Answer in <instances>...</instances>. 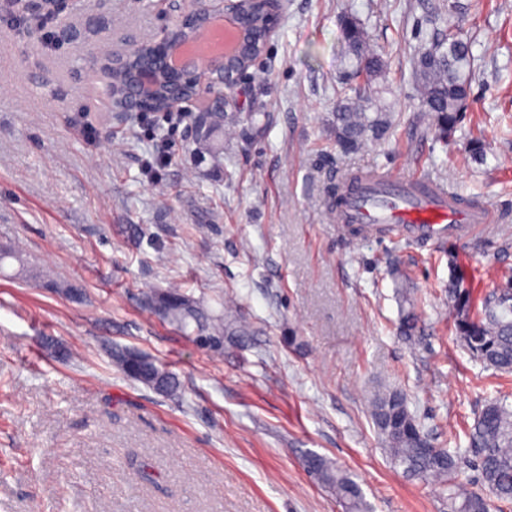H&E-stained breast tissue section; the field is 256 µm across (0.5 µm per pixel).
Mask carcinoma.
Listing matches in <instances>:
<instances>
[{
    "instance_id": "1",
    "label": "carcinoma",
    "mask_w": 512,
    "mask_h": 512,
    "mask_svg": "<svg viewBox=\"0 0 512 512\" xmlns=\"http://www.w3.org/2000/svg\"><path fill=\"white\" fill-rule=\"evenodd\" d=\"M343 35L354 59L350 77L371 80L383 69L366 41L363 26L353 17L343 20ZM473 61L472 44L450 27L438 30L419 49L414 61L422 107L429 112L443 144L452 139L469 95ZM389 128L381 112L370 115L360 100L336 104V144L343 150L359 148L364 141L381 140ZM455 316L456 335L472 357L485 368L512 373V276L498 290L477 298L469 288L448 289ZM146 304L183 330L194 332L216 349L222 346L224 327L214 323L178 288L147 297ZM113 361L125 376L148 380L166 394L178 391L175 374L154 359L132 365L129 354L117 351ZM370 414L387 447L391 464L411 479L432 481L446 499L448 512H490L491 500L512 504V402L505 397L488 402L468 431V447L451 451L430 448V439L408 409L406 395L391 388L374 391ZM471 457L481 488L470 489L459 480L462 457ZM307 472L329 488L345 512H369L357 483L337 464L317 454L304 459Z\"/></svg>"
}]
</instances>
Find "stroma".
I'll list each match as a JSON object with an SVG mask.
<instances>
[{"label": "stroma", "instance_id": "35a3bbf8", "mask_svg": "<svg viewBox=\"0 0 512 512\" xmlns=\"http://www.w3.org/2000/svg\"><path fill=\"white\" fill-rule=\"evenodd\" d=\"M436 2L287 0L263 67L202 142L211 94L179 127L144 125L113 112L93 64L113 36L135 45L170 24L169 0H83L49 50L0 0V247L21 254L0 266V512H344L305 470L311 453L351 474L372 512H445L434 485L390 466L367 413L378 387L401 389L435 446L464 448L484 406L512 396L448 306L453 280L483 297L512 272V0H456L475 61L446 145L413 68ZM348 15L385 62L364 101L391 128L345 152ZM159 139L172 160L154 167ZM357 171L431 178L497 219L425 245L361 235L329 215L332 186ZM175 284L223 313L222 349L145 308ZM115 350L166 366L178 394L123 376Z\"/></svg>", "mask_w": 512, "mask_h": 512}]
</instances>
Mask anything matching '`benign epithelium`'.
<instances>
[{"instance_id": "obj_1", "label": "benign epithelium", "mask_w": 512, "mask_h": 512, "mask_svg": "<svg viewBox=\"0 0 512 512\" xmlns=\"http://www.w3.org/2000/svg\"><path fill=\"white\" fill-rule=\"evenodd\" d=\"M284 0H175L177 18L158 34L134 48L112 46L97 56L94 64L111 76L109 92L112 110L122 115L175 112L191 102L185 94L192 90L219 89V105L230 101L240 78L260 65L269 41L275 35L283 13ZM221 15L234 23L238 32L235 51L222 60L199 68L187 65L178 76L183 82L168 85L160 80L166 69V54L177 43L203 32L207 21Z\"/></svg>"}]
</instances>
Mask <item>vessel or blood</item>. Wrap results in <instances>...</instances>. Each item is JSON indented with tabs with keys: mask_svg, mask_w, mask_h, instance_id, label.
I'll list each match as a JSON object with an SVG mask.
<instances>
[{
	"mask_svg": "<svg viewBox=\"0 0 512 512\" xmlns=\"http://www.w3.org/2000/svg\"><path fill=\"white\" fill-rule=\"evenodd\" d=\"M456 196L438 184L419 178H391L377 187L373 175L356 173L341 182L331 207V220L342 225L363 226L369 236H406L418 241L469 232L474 225L490 224L492 212L466 211L456 207Z\"/></svg>",
	"mask_w": 512,
	"mask_h": 512,
	"instance_id": "vessel-or-blood-1",
	"label": "vessel or blood"
}]
</instances>
